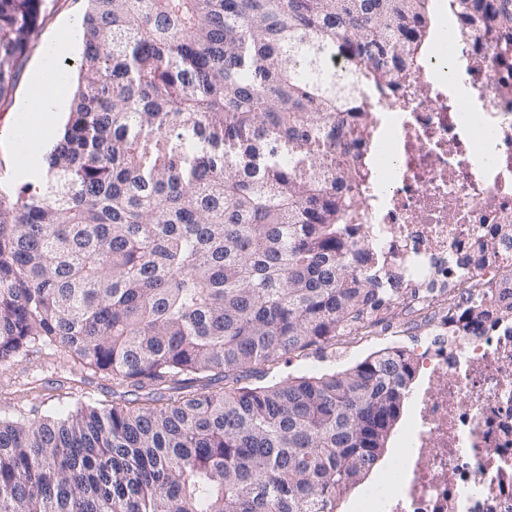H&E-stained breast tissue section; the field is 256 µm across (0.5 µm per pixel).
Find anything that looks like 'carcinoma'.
I'll use <instances>...</instances> for the list:
<instances>
[{"label":"carcinoma","instance_id":"cac0c4a2","mask_svg":"<svg viewBox=\"0 0 512 512\" xmlns=\"http://www.w3.org/2000/svg\"><path fill=\"white\" fill-rule=\"evenodd\" d=\"M85 2L41 185L0 199V364L41 346L112 380V401L29 417L39 379L20 383L0 410V512H336L399 416L409 353L255 379L396 295L348 234L359 154L319 142L402 87L430 0ZM450 4L491 60L512 57V0ZM45 9L0 0V105Z\"/></svg>","mask_w":512,"mask_h":512}]
</instances>
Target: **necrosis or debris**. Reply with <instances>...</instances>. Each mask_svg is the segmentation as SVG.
<instances>
[{"label": "necrosis or debris", "instance_id": "4bbe7bcc", "mask_svg": "<svg viewBox=\"0 0 512 512\" xmlns=\"http://www.w3.org/2000/svg\"><path fill=\"white\" fill-rule=\"evenodd\" d=\"M433 0L424 57L400 96L369 94L365 121L324 142L360 150L355 234L396 275L393 320L430 330L400 467L362 512H512V59ZM487 314L465 330L468 308Z\"/></svg>", "mask_w": 512, "mask_h": 512}]
</instances>
